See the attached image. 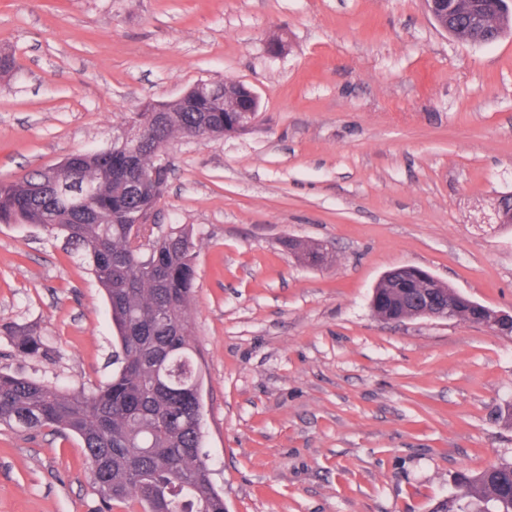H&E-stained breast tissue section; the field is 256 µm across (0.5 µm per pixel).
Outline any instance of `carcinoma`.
<instances>
[{
	"label": "carcinoma",
	"instance_id": "obj_1",
	"mask_svg": "<svg viewBox=\"0 0 512 512\" xmlns=\"http://www.w3.org/2000/svg\"><path fill=\"white\" fill-rule=\"evenodd\" d=\"M492 23L457 21L453 36L472 43L495 38ZM163 121L148 102L132 117L143 129L133 173L117 167L127 145L83 154L80 166L61 168L54 182L35 192L41 176L0 181V223L41 226L62 236L87 264L104 290L120 354L112 378L92 391L63 389L0 370V424L77 436L84 449L99 512L114 504L129 512H225L224 494L212 484L203 449V405L198 360L188 311L195 281L196 243L187 227L131 245L130 217L153 209L168 174L153 175L158 153L175 135L224 137V93L193 109L178 101L164 105ZM83 182L88 196L65 197L64 187ZM386 297L379 317L398 316L399 291L381 281ZM25 357L47 352L43 338L15 337ZM458 492L434 512H512V463L459 473Z\"/></svg>",
	"mask_w": 512,
	"mask_h": 512
}]
</instances>
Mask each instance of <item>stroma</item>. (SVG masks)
<instances>
[{"mask_svg": "<svg viewBox=\"0 0 512 512\" xmlns=\"http://www.w3.org/2000/svg\"><path fill=\"white\" fill-rule=\"evenodd\" d=\"M1 49L0 181L103 148L201 81L259 97L247 132L169 141L154 227L196 239L205 450L229 512H434L458 472L512 462V335L371 308L410 264L512 309V34L457 39L424 0H0ZM14 331L49 351L20 356ZM116 348L63 238L0 224V369L90 390ZM98 504L77 437L0 426V512Z\"/></svg>", "mask_w": 512, "mask_h": 512, "instance_id": "obj_1", "label": "stroma"}]
</instances>
